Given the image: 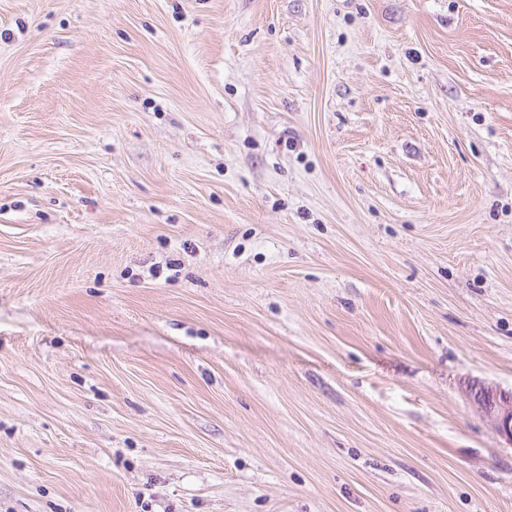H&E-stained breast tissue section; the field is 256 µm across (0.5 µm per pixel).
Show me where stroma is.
<instances>
[{
  "mask_svg": "<svg viewBox=\"0 0 512 512\" xmlns=\"http://www.w3.org/2000/svg\"><path fill=\"white\" fill-rule=\"evenodd\" d=\"M512 0H0V512H512ZM470 397L491 421L496 433L512 445V389L502 390L485 384H472Z\"/></svg>",
  "mask_w": 512,
  "mask_h": 512,
  "instance_id": "35a3bbf8",
  "label": "stroma"
}]
</instances>
